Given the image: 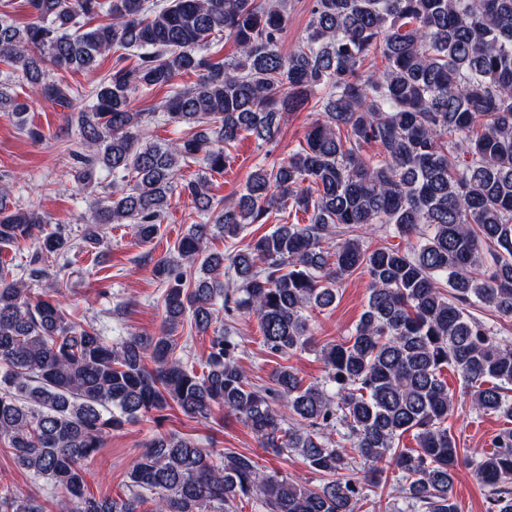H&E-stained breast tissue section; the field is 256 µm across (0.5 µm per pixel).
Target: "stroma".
I'll return each mask as SVG.
<instances>
[{"label": "stroma", "instance_id": "35a3bbf8", "mask_svg": "<svg viewBox=\"0 0 512 512\" xmlns=\"http://www.w3.org/2000/svg\"><path fill=\"white\" fill-rule=\"evenodd\" d=\"M12 82L29 106V121L41 129L44 138L39 142L31 140L19 130L11 113L0 112V185L10 186L13 199L32 203L44 212L53 227L78 235L91 201L90 195L79 194L68 174L69 151L79 139L78 130L67 123V110L45 100L21 76H13ZM312 118L308 111L287 114L280 123L277 140L263 146L253 136L242 135L230 147L229 168L211 178L215 201L238 197L258 164L270 165L286 159L302 141ZM196 221L191 203L180 198L173 201L152 242H140L133 226L125 224L107 231L97 254L70 251L63 259L60 278L67 294V310L74 320L97 316L105 318L112 329L121 328L143 336L159 334L163 325V287L154 275V267L159 260L176 258V242ZM306 221L303 213L275 210L270 213L268 223L249 225L234 240L214 239L211 246L227 253L240 250L253 238L268 232L272 225ZM368 285L369 278L364 272L346 276L335 304L312 314L313 346L285 361L263 347L256 318L237 312L225 316L224 326L239 341L243 350L241 365L254 386L271 387L276 369L284 363L304 383L322 380L325 366L319 349L349 336L367 301ZM444 376L455 405L448 426L459 447L467 454L489 450L492 439L507 427V420L473 410L469 389L459 372L448 369ZM159 433L194 437L204 447L227 453L251 454L260 464L311 488L322 482L321 475L313 473L299 455L280 458L267 455L252 432L239 422L225 421L223 411L214 410L206 419H191L173 407L167 410L162 423L141 417L112 432L103 448L86 464L89 492L97 497H123L128 469L144 445ZM0 486L9 487L20 497L33 494L49 500L54 497L44 481L35 480L30 473L17 468L11 456L1 450Z\"/></svg>", "mask_w": 512, "mask_h": 512}]
</instances>
